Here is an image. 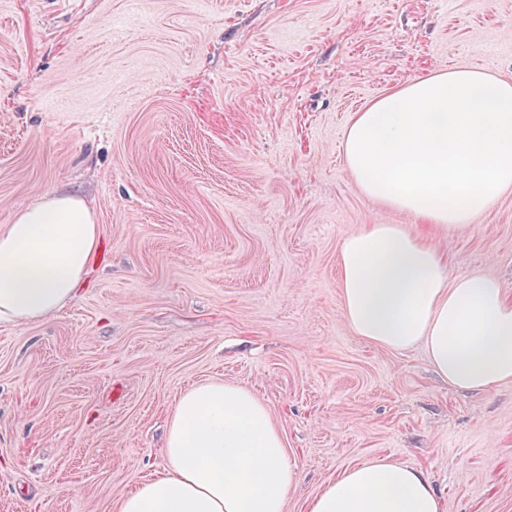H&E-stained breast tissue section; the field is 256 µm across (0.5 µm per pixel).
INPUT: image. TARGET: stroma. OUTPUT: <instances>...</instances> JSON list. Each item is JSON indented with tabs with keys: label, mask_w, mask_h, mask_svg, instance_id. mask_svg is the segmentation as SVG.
Masks as SVG:
<instances>
[{
	"label": "stroma",
	"mask_w": 512,
	"mask_h": 512,
	"mask_svg": "<svg viewBox=\"0 0 512 512\" xmlns=\"http://www.w3.org/2000/svg\"><path fill=\"white\" fill-rule=\"evenodd\" d=\"M470 69L512 81V0H0V225L65 192L101 239L77 300L0 324V512H114L203 381L267 404L286 512L375 458L442 512H512V384L452 388L341 308L347 235L426 233L362 192L348 124ZM430 241L512 294V191Z\"/></svg>",
	"instance_id": "1"
}]
</instances>
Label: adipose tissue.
I'll return each instance as SVG.
<instances>
[{
  "label": "adipose tissue",
  "instance_id": "ef3b65f1",
  "mask_svg": "<svg viewBox=\"0 0 512 512\" xmlns=\"http://www.w3.org/2000/svg\"><path fill=\"white\" fill-rule=\"evenodd\" d=\"M345 162L361 190L431 230L466 229L512 189V82L481 71L416 78L351 120ZM100 250L95 214L61 192L0 226V322L26 325L77 299ZM343 315L361 339L423 346L437 376L484 392L512 383V297L494 278L455 280L437 250L398 224H369L339 250ZM164 472L117 512H286L300 478L268 406L200 383L171 414ZM307 512H441L423 471L383 458L346 469Z\"/></svg>",
  "mask_w": 512,
  "mask_h": 512
}]
</instances>
